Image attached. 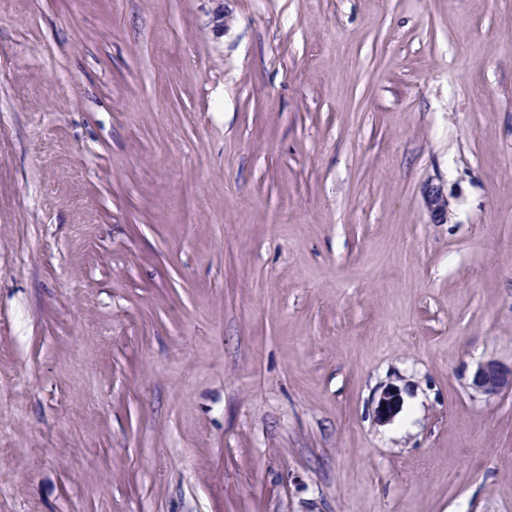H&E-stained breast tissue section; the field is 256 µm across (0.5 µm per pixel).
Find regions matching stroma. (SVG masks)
<instances>
[{
    "label": "stroma",
    "mask_w": 512,
    "mask_h": 512,
    "mask_svg": "<svg viewBox=\"0 0 512 512\" xmlns=\"http://www.w3.org/2000/svg\"><path fill=\"white\" fill-rule=\"evenodd\" d=\"M488 359L512 0H0V512H512ZM425 203L434 221L440 223L448 218V198L441 189L433 184H426L423 188ZM472 387L487 397L498 395L504 389L512 390V367L505 368L493 359L480 362L472 377ZM382 403L386 408H382ZM402 405L401 393L394 387H385L378 397L376 406V417L379 423L391 421L400 410Z\"/></svg>",
    "instance_id": "obj_1"
}]
</instances>
